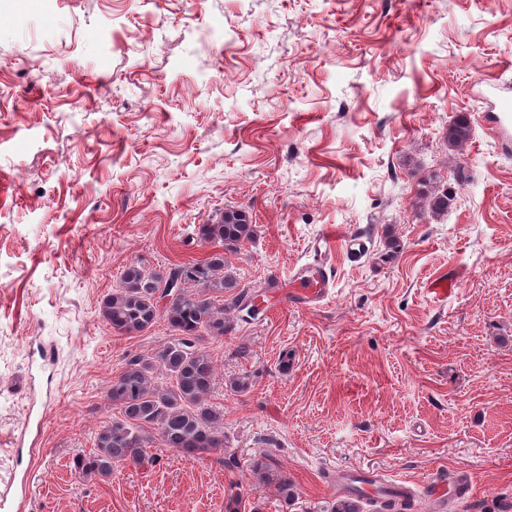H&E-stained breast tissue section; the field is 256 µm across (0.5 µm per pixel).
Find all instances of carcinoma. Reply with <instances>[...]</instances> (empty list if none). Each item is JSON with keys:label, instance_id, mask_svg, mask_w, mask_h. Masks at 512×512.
Wrapping results in <instances>:
<instances>
[{"label": "carcinoma", "instance_id": "1", "mask_svg": "<svg viewBox=\"0 0 512 512\" xmlns=\"http://www.w3.org/2000/svg\"><path fill=\"white\" fill-rule=\"evenodd\" d=\"M471 133L470 120L458 117L448 125V146L462 148ZM423 196L436 218L448 213L453 200L445 188L429 189ZM195 236L218 250L168 269L132 261L100 304L102 319L118 333H143L164 319L175 336L154 355L130 359L112 379L108 397L118 415L99 429L94 451L74 461L86 478L106 480L118 466L143 464L156 441L188 456L224 447V415L206 404L215 379L206 340L228 334L231 324L224 321V309L254 310V301L243 302L244 292L225 271L224 254L251 241L255 229L246 210L228 208L215 222L198 225ZM365 504L374 507L376 501L339 499L333 512H364Z\"/></svg>", "mask_w": 512, "mask_h": 512}]
</instances>
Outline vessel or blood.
Segmentation results:
<instances>
[{
  "label": "vessel or blood",
  "mask_w": 512,
  "mask_h": 512,
  "mask_svg": "<svg viewBox=\"0 0 512 512\" xmlns=\"http://www.w3.org/2000/svg\"><path fill=\"white\" fill-rule=\"evenodd\" d=\"M494 111L489 117L491 129L498 143L512 140V90L501 89L493 102ZM317 260L291 266L288 273L271 274L267 289L278 308L314 309L326 300L334 286L335 274L327 257L334 251L345 250L355 254L366 251V237L359 232L322 234L314 244ZM338 490L346 496L360 498L371 496L380 501H389L408 494V487L399 481L387 480L377 474L358 469L336 476ZM467 480L456 471L437 476L431 484V503L439 505L447 492H468Z\"/></svg>",
  "instance_id": "b4317fda"
}]
</instances>
